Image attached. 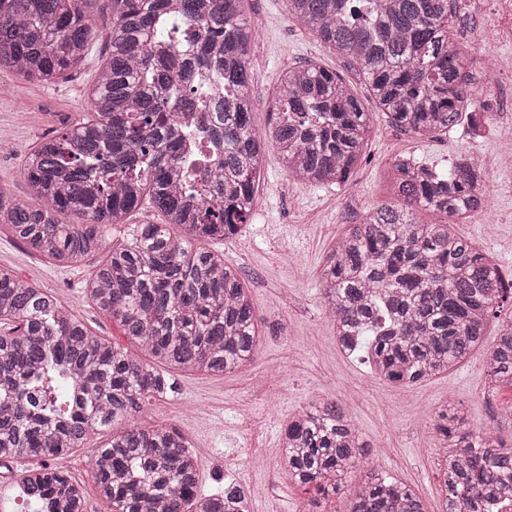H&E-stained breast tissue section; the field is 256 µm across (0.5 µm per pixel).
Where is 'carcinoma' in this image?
Wrapping results in <instances>:
<instances>
[{
	"label": "carcinoma",
	"instance_id": "cac0c4a2",
	"mask_svg": "<svg viewBox=\"0 0 512 512\" xmlns=\"http://www.w3.org/2000/svg\"><path fill=\"white\" fill-rule=\"evenodd\" d=\"M89 0H0V69L52 84L81 62ZM111 51L93 82V115L46 137L21 163L32 200L0 187V224L31 252L68 263L99 253L104 229L147 200L164 224H132L86 282V295L140 358L95 335L49 292L0 266V461L35 459L20 485L40 512H85L82 484L52 463L110 432L92 459L106 512H250L235 486L203 496L187 437L141 426L150 397L174 391L170 371L222 376L254 359L255 310L238 272L204 246L239 233L255 204L264 141L253 126L243 0H111ZM301 25L355 64L378 108L423 136L460 112L464 57L449 41L451 0H288ZM224 84L216 126L179 123L205 86ZM269 137L288 176L344 185L371 135L369 113L336 73L313 63L281 78ZM462 156L438 173L409 157L392 166L399 201L374 209L336 242L322 270L323 304L347 356L411 386L483 346L512 278L455 229L478 204L480 178ZM436 210L445 224L418 213ZM61 213L84 219L63 224ZM180 229L181 237L170 228ZM491 390L512 386V317L486 354ZM448 447L442 512H512V448L438 414ZM364 445L343 408L317 399L288 420L280 458L324 496L347 487ZM349 512H427L407 484L370 468Z\"/></svg>",
	"mask_w": 512,
	"mask_h": 512
}]
</instances>
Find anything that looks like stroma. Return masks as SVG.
Masks as SVG:
<instances>
[{
  "label": "stroma",
  "instance_id": "35a3bbf8",
  "mask_svg": "<svg viewBox=\"0 0 512 512\" xmlns=\"http://www.w3.org/2000/svg\"><path fill=\"white\" fill-rule=\"evenodd\" d=\"M253 37L248 65L257 132L267 130V112L280 93V76L312 62L330 71L362 101L372 134L362 163L342 186L313 185L289 178L272 143H265L260 182L250 224L218 249L237 269L256 313L262 337L256 359L238 370L210 376L175 371L176 389L150 402L136 420L144 426H176L200 459V491L209 495L226 484L239 486L251 512H309L312 495L291 480L280 460V442L289 418L314 396L335 400L354 424L367 450L348 481L331 496L328 512H347L351 492L374 467L411 485L428 512H442L443 470L448 450L433 430L447 404H455L464 428L512 441V428L494 416L512 409V387L488 393L485 350L475 351L447 373L412 386L388 383L368 365L345 357L323 308V259L349 225L368 211L395 203L391 166L401 156L443 171L463 155L496 160L486 187L487 206L458 224V232L491 252L502 271L512 274V163L499 162L500 135L512 112L498 111L494 97L483 100L490 119L480 130L462 125L445 133L417 136L393 126L375 105L362 74L330 50L288 11V0H246ZM94 33L76 69L44 86L0 70V186L18 199L29 196L19 175L22 159L38 141L69 127L91 112L89 90L110 53V0L88 7ZM490 19L473 0H457L449 38L464 49L465 67L478 75L479 61L468 50ZM103 254L60 264L30 252L0 226V266L53 294L97 335L124 343L120 328L104 318L87 297L85 284ZM252 414L250 424L240 419ZM32 463H0V512H36L21 495L18 480Z\"/></svg>",
  "mask_w": 512,
  "mask_h": 512
}]
</instances>
